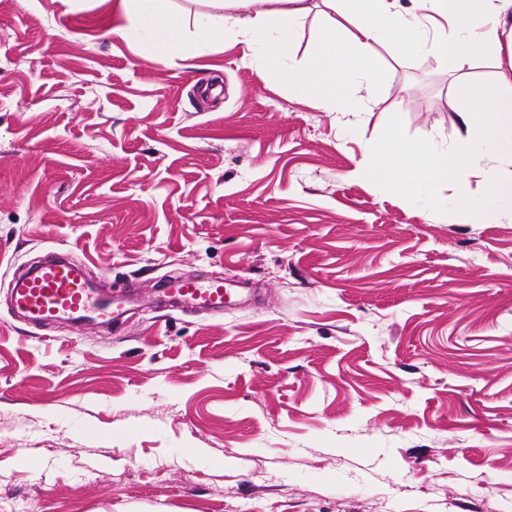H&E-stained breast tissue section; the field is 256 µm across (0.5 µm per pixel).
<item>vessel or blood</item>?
Masks as SVG:
<instances>
[{
  "instance_id": "b4317fda",
  "label": "vessel or blood",
  "mask_w": 512,
  "mask_h": 512,
  "mask_svg": "<svg viewBox=\"0 0 512 512\" xmlns=\"http://www.w3.org/2000/svg\"><path fill=\"white\" fill-rule=\"evenodd\" d=\"M166 292L174 298L200 300L205 306L220 311L224 308V280L217 277L207 283L190 279L169 281ZM12 302L27 318L49 323L66 317L76 323L92 316L115 317L121 312L118 299L109 293L95 292L68 263L48 261L33 273L17 281Z\"/></svg>"
}]
</instances>
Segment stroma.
Listing matches in <instances>:
<instances>
[{
    "mask_svg": "<svg viewBox=\"0 0 512 512\" xmlns=\"http://www.w3.org/2000/svg\"><path fill=\"white\" fill-rule=\"evenodd\" d=\"M121 0H0V512H497L512 499V215L479 175L352 177L387 128L455 143L436 58L378 50L337 120L232 36L157 64ZM68 250L112 326L16 315ZM237 282L216 313L174 277Z\"/></svg>",
    "mask_w": 512,
    "mask_h": 512,
    "instance_id": "obj_1",
    "label": "stroma"
}]
</instances>
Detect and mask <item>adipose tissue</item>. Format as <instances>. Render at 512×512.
<instances>
[{
    "label": "adipose tissue",
    "mask_w": 512,
    "mask_h": 512,
    "mask_svg": "<svg viewBox=\"0 0 512 512\" xmlns=\"http://www.w3.org/2000/svg\"><path fill=\"white\" fill-rule=\"evenodd\" d=\"M415 3V12L404 14L393 0H321L325 22L314 55L304 61L293 47L307 0H214L211 10L190 21L165 0H122L128 23L112 34L138 40L158 63L177 57L198 69L204 45L232 33L261 78L297 82L318 108L348 122L370 109L350 86L356 76L368 84L378 77L375 46L453 61L448 96L461 106L457 119L465 135L459 144H412L390 128L381 148L369 151L353 175L387 180L406 197L425 184L436 203L442 187L461 184L477 170L486 198L460 197L461 210L484 218L491 201L512 211V0ZM478 61L491 67L490 78L473 77Z\"/></svg>",
    "instance_id": "ef3b65f1"
}]
</instances>
